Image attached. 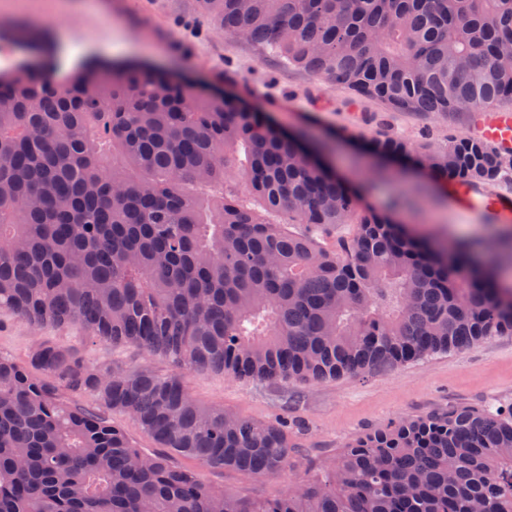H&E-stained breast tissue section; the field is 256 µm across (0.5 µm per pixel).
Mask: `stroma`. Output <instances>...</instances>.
Returning <instances> with one entry per match:
<instances>
[{
	"instance_id": "obj_1",
	"label": "stroma",
	"mask_w": 512,
	"mask_h": 512,
	"mask_svg": "<svg viewBox=\"0 0 512 512\" xmlns=\"http://www.w3.org/2000/svg\"><path fill=\"white\" fill-rule=\"evenodd\" d=\"M36 19L47 28L62 68L88 58L139 62L189 81L195 89L226 94L264 112L284 132L309 133L333 146L329 162L352 186L367 184L368 197L387 205L404 200L393 216L411 234L472 240L496 238L504 225L472 221L453 206L428 173L397 182L370 162L367 141L402 137L437 147L471 133V115L402 112L336 88L325 78L285 64L264 47L227 34L204 16L198 0H0V30ZM38 342L75 348L89 365L168 371L161 357L134 346L92 338L77 324L36 330L0 310V353L26 360ZM192 395L266 422L288 421L298 453L292 468L272 477L248 478L201 469L203 480L234 496L264 498L293 487L340 455L358 438L401 418L452 407L512 403V335L493 337L467 350L414 364L307 385L241 382L221 373L191 374Z\"/></svg>"
}]
</instances>
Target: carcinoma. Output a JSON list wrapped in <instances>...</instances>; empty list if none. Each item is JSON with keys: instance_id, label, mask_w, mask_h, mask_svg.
Segmentation results:
<instances>
[{"instance_id": "1", "label": "carcinoma", "mask_w": 512, "mask_h": 512, "mask_svg": "<svg viewBox=\"0 0 512 512\" xmlns=\"http://www.w3.org/2000/svg\"><path fill=\"white\" fill-rule=\"evenodd\" d=\"M199 3L224 32L394 109L512 100V0ZM48 68L0 72V309L171 370L90 366L45 342L24 363L0 354V512H512V405L392 422L265 499L179 464L266 477L294 459L281 423L200 402L189 373L360 378L511 333V239L420 240L351 191L327 146L164 73ZM370 146L453 183L512 176L478 139ZM338 224L355 225L340 242ZM113 421L123 427L130 437L136 442L140 448L151 451L157 448V445L153 438L141 431L132 421L130 417L124 414H112Z\"/></svg>"}]
</instances>
